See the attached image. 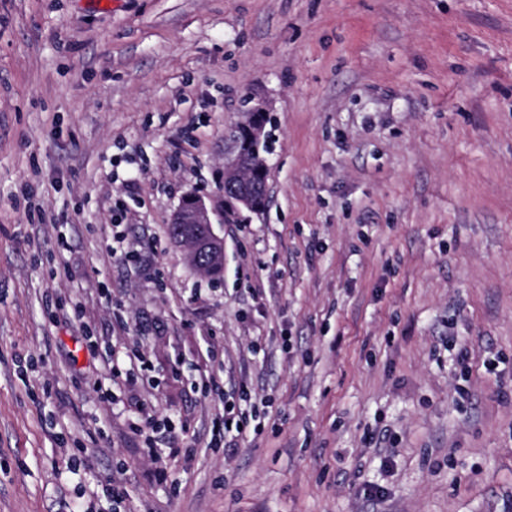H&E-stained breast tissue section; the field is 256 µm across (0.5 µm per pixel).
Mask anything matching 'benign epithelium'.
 <instances>
[{"mask_svg":"<svg viewBox=\"0 0 512 512\" xmlns=\"http://www.w3.org/2000/svg\"><path fill=\"white\" fill-rule=\"evenodd\" d=\"M268 117L265 105L254 104L245 112V119L234 126L224 145V212L250 211L253 201L267 183L256 179V168L240 149L241 139L261 136ZM214 211L199 196L183 197L174 212L172 223L186 228L177 240L188 247V261L200 274L224 262V238L214 229Z\"/></svg>","mask_w":512,"mask_h":512,"instance_id":"1","label":"benign epithelium"}]
</instances>
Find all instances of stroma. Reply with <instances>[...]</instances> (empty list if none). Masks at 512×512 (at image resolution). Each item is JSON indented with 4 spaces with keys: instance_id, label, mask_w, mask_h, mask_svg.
Masks as SVG:
<instances>
[{
    "instance_id": "stroma-1",
    "label": "stroma",
    "mask_w": 512,
    "mask_h": 512,
    "mask_svg": "<svg viewBox=\"0 0 512 512\" xmlns=\"http://www.w3.org/2000/svg\"><path fill=\"white\" fill-rule=\"evenodd\" d=\"M248 99L268 206L225 220L215 282L168 226L223 210ZM113 485L512 512V0H0V512Z\"/></svg>"
}]
</instances>
